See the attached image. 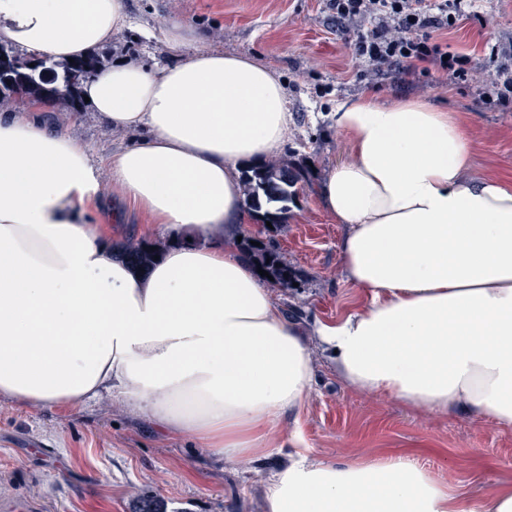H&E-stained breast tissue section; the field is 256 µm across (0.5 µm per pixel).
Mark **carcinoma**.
<instances>
[{"label": "carcinoma", "instance_id": "cac0c4a2", "mask_svg": "<svg viewBox=\"0 0 512 512\" xmlns=\"http://www.w3.org/2000/svg\"><path fill=\"white\" fill-rule=\"evenodd\" d=\"M10 59L15 69L10 77L0 73V108L12 104L34 103L52 96L58 90L67 88L73 96L71 109L81 108L79 88L104 66L105 57L90 53L73 59V62L42 60L40 67L32 66L34 54L6 50L0 46V60ZM301 173L287 164L271 161L246 166L242 171L241 186L246 210L261 223L271 222L277 226L284 223L286 214L296 196V184ZM253 237L243 238L241 249L253 267L261 268L273 277V283L288 287L293 275L292 269L280 254L264 243L251 244ZM152 244L146 241L130 240L119 249V256L136 268H149L160 250H150Z\"/></svg>", "mask_w": 512, "mask_h": 512}]
</instances>
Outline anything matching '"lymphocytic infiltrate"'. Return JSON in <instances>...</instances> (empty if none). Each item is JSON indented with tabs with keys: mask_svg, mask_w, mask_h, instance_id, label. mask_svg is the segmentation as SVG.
Here are the masks:
<instances>
[{
	"mask_svg": "<svg viewBox=\"0 0 512 512\" xmlns=\"http://www.w3.org/2000/svg\"><path fill=\"white\" fill-rule=\"evenodd\" d=\"M463 0H328L337 27L348 36L353 56L372 77L415 73L431 65L438 82L467 79V56L450 52L443 36L455 29L465 12ZM498 65L479 78L487 102L512 99V49L493 47Z\"/></svg>",
	"mask_w": 512,
	"mask_h": 512,
	"instance_id": "lymphocytic-infiltrate-1",
	"label": "lymphocytic infiltrate"
}]
</instances>
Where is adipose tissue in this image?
I'll list each match as a JSON object with an SVG mask.
<instances>
[{"label":"adipose tissue","instance_id":"1","mask_svg":"<svg viewBox=\"0 0 512 512\" xmlns=\"http://www.w3.org/2000/svg\"><path fill=\"white\" fill-rule=\"evenodd\" d=\"M130 24L123 0H0V42L77 58ZM82 93L148 134L108 161L120 202L204 234L245 219L239 167L279 152L286 91L244 55L201 49L161 69L122 63ZM351 161L324 205L348 281L368 303L319 327L359 391L512 426V187L474 179L452 113L363 96L336 108ZM88 151L39 110L0 113V396L73 407L117 392L162 430L229 462L262 455L303 406L311 353L235 235L169 248L149 274L114 259ZM266 512H512V487L451 494L408 457L336 465L301 455Z\"/></svg>","mask_w":512,"mask_h":512}]
</instances>
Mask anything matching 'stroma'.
<instances>
[{
    "mask_svg": "<svg viewBox=\"0 0 512 512\" xmlns=\"http://www.w3.org/2000/svg\"><path fill=\"white\" fill-rule=\"evenodd\" d=\"M123 8L131 27L102 47L112 61L161 68L191 56L196 45L174 52L156 37L179 19L202 33L206 47L269 65L287 92L290 121L277 158L305 177L285 224L267 230L252 220L235 231L273 244L293 271V286L273 293L283 318L310 344L311 388L301 409L280 414L268 453L239 464L159 431L147 412H131L116 398L66 409L0 397V499L26 498L35 512H137L149 496L164 512H264L271 475L300 448L311 460L339 465L404 455L452 493L511 486V426L357 392L339 377L316 331L368 302L345 276V227L321 198L329 170L351 158L348 137L336 126L337 105L369 95L384 105L420 100L456 113L469 131L473 176L511 184L512 105L485 103L473 85L438 84L421 73L383 77L375 87L358 80L361 66L327 0H123ZM467 14L448 34L450 49L468 55L474 72H491V46L512 45V0H474ZM43 115L99 159L144 135L107 127L89 106H49ZM144 238L168 245L179 235L131 209L112 227L115 243Z\"/></svg>",
    "mask_w": 512,
    "mask_h": 512,
    "instance_id": "35a3bbf8",
    "label": "stroma"
}]
</instances>
